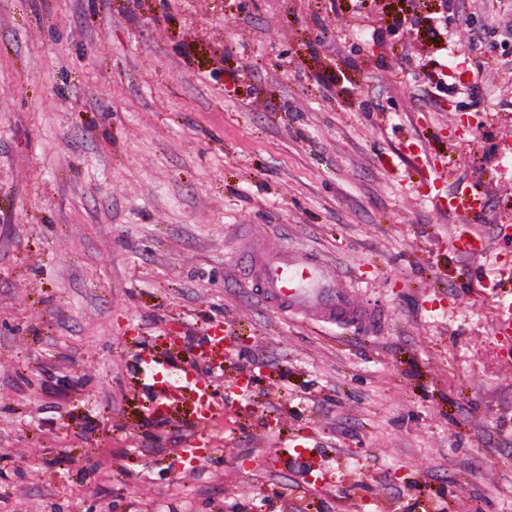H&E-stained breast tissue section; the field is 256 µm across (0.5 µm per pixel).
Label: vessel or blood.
I'll use <instances>...</instances> for the list:
<instances>
[{"mask_svg": "<svg viewBox=\"0 0 512 512\" xmlns=\"http://www.w3.org/2000/svg\"><path fill=\"white\" fill-rule=\"evenodd\" d=\"M480 198L477 190L464 189L449 197L448 206L469 214L478 209ZM242 263L260 284L262 296L270 304L287 310H311L335 322L370 324L379 318L377 311L358 307L350 298V288L314 258L252 254L245 256ZM230 345L223 325H213L205 341L206 365L213 369L222 368ZM143 375L154 412H163L170 403L187 396L191 398L195 416L200 421H211L223 413L222 408L210 400L205 380L191 376L189 371L177 372L172 365L154 360L144 364Z\"/></svg>", "mask_w": 512, "mask_h": 512, "instance_id": "vessel-or-blood-1", "label": "vessel or blood"}]
</instances>
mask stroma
<instances>
[{"instance_id":"1","label":"stroma","mask_w":512,"mask_h":512,"mask_svg":"<svg viewBox=\"0 0 512 512\" xmlns=\"http://www.w3.org/2000/svg\"><path fill=\"white\" fill-rule=\"evenodd\" d=\"M491 57L512 0H0V512H512ZM253 241L383 320L264 302ZM217 322L223 416L148 412L140 361L201 372ZM480 198L481 195L476 189H463L448 197V208L469 214L478 209ZM231 345L230 336H224L222 324L213 325L206 337L204 359L211 369H223L225 352Z\"/></svg>"}]
</instances>
